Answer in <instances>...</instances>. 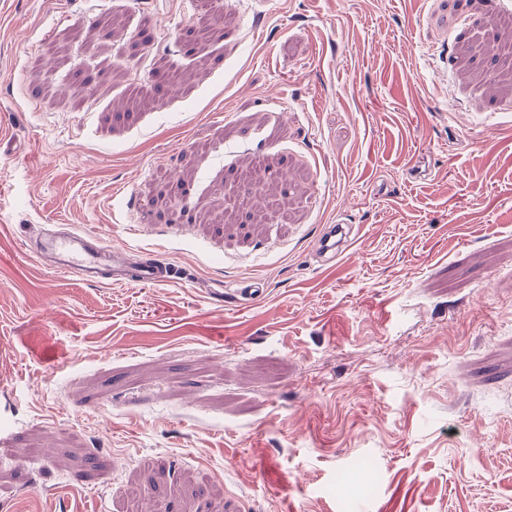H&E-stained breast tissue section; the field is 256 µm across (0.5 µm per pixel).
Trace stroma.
I'll return each instance as SVG.
<instances>
[{
	"mask_svg": "<svg viewBox=\"0 0 512 512\" xmlns=\"http://www.w3.org/2000/svg\"><path fill=\"white\" fill-rule=\"evenodd\" d=\"M0 512H512V0H0ZM351 235L349 224H327L317 240L316 250L326 261L338 260L352 243ZM40 254L54 258L56 271L80 277L86 282H99L104 266L122 280L158 284L171 279L167 268L157 260L145 259L132 263L126 251L107 250L84 234L46 237L41 242Z\"/></svg>",
	"mask_w": 512,
	"mask_h": 512,
	"instance_id": "1",
	"label": "stroma"
}]
</instances>
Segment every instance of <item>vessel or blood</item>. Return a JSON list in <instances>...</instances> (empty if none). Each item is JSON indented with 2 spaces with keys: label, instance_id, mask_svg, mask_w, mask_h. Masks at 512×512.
<instances>
[{
  "label": "vessel or blood",
  "instance_id": "vessel-or-blood-1",
  "mask_svg": "<svg viewBox=\"0 0 512 512\" xmlns=\"http://www.w3.org/2000/svg\"><path fill=\"white\" fill-rule=\"evenodd\" d=\"M352 242V231L347 224L325 225L316 250L327 261L338 260ZM41 254L54 259L56 271L81 278L83 281H100L103 268H110L121 279L158 284L169 281L166 267L157 260L145 259L131 262L127 253L108 250L90 236L68 234L45 238L40 246Z\"/></svg>",
  "mask_w": 512,
  "mask_h": 512
}]
</instances>
